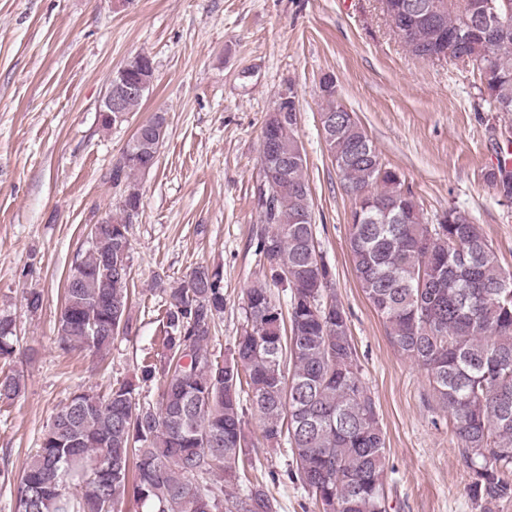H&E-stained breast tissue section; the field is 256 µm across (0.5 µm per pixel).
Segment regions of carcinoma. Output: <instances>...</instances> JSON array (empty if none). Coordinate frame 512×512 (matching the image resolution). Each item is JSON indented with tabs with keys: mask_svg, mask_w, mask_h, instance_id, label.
Wrapping results in <instances>:
<instances>
[{
	"mask_svg": "<svg viewBox=\"0 0 512 512\" xmlns=\"http://www.w3.org/2000/svg\"><path fill=\"white\" fill-rule=\"evenodd\" d=\"M400 2L395 32L405 47L416 56L436 51L425 16L440 9L448 33L460 35L457 53L492 72L480 87L484 100L512 112V0H468L465 10L457 0ZM124 72L153 83L145 54ZM320 92L322 114L336 122L326 146L353 200L349 251L359 286L391 345L425 373L434 401L448 411L472 471L469 495L480 512H493L512 498V273L465 212L450 206L429 223L358 119L336 103V86ZM273 111L280 119L265 120L262 141L288 167H262L268 228L258 250L273 282L289 289L288 315L270 284L254 283L246 325L220 361L213 348L224 315L222 270L198 266L165 289L163 353L140 365L156 400H141L129 381L71 393L20 472L14 512H120L127 496L141 512H277L275 473L250 475L253 414L264 440L287 445L290 476L319 512H388L386 431L315 239L293 93ZM155 164L133 138L112 165V184L126 196L69 268L57 327L65 354L87 351L103 361L112 339L130 333V264L111 271L104 260L132 249L126 218L141 205L136 177ZM15 339V322L0 316V360L12 357ZM22 389L19 373L0 372L1 401Z\"/></svg>",
	"mask_w": 512,
	"mask_h": 512,
	"instance_id": "obj_1",
	"label": "carcinoma"
}]
</instances>
